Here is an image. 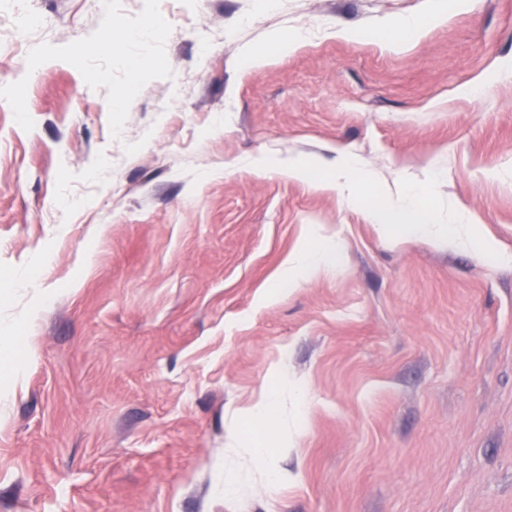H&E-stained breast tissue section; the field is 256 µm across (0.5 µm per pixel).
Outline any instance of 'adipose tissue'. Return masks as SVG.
<instances>
[{"mask_svg": "<svg viewBox=\"0 0 512 512\" xmlns=\"http://www.w3.org/2000/svg\"><path fill=\"white\" fill-rule=\"evenodd\" d=\"M371 214L375 223L389 234L422 237L451 248L462 247L484 254L494 250L492 242L470 225L466 214L458 209L449 211L447 221L443 222L429 209L383 199L372 206ZM341 252L342 243L337 239H325L314 248L301 250L283 266L277 288L297 287L320 271L334 267Z\"/></svg>", "mask_w": 512, "mask_h": 512, "instance_id": "adipose-tissue-1", "label": "adipose tissue"}]
</instances>
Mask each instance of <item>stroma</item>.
<instances>
[{"label":"stroma","instance_id":"35a3bbf8","mask_svg":"<svg viewBox=\"0 0 512 512\" xmlns=\"http://www.w3.org/2000/svg\"><path fill=\"white\" fill-rule=\"evenodd\" d=\"M435 7L0 0V326L33 349L18 383L0 351V512H512V0ZM343 155L364 205L252 166ZM419 186L496 253L383 233ZM341 252L342 243L337 238L324 239L312 249L301 250L283 266L275 288L297 287L320 271L334 267Z\"/></svg>","mask_w":512,"mask_h":512}]
</instances>
